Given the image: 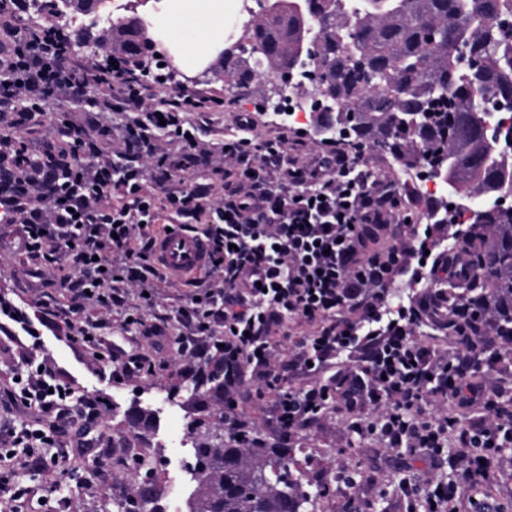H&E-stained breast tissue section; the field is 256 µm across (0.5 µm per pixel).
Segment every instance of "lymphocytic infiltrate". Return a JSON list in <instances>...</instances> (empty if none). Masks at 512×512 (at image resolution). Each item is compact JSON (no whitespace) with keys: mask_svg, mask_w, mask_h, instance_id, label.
Masks as SVG:
<instances>
[{"mask_svg":"<svg viewBox=\"0 0 512 512\" xmlns=\"http://www.w3.org/2000/svg\"><path fill=\"white\" fill-rule=\"evenodd\" d=\"M28 9L29 0H0V222L21 225L27 260L47 262L38 294L58 301L45 306V318L64 319L89 366L113 365L123 380L154 369L142 353L90 335L82 314L89 305L106 313L153 306L169 280L153 258L156 235L199 224L209 258L176 311L180 357L189 376L223 347L225 410H236L252 380L274 395L271 443L308 430L339 403L360 436L432 456L452 443L460 480L489 477L478 451L512 445V421H504L498 395L469 381L467 353L420 340L423 327H447L435 286L459 274L448 256L463 252L462 225H449L433 244V225L410 223L398 193L345 146L309 162L290 155L301 128L262 140L245 113L221 149H206L202 124L223 111L222 99L185 87L162 95L143 82V63L113 53L106 32L100 57L65 63L68 33L21 23ZM60 99L76 112L124 115L120 133L103 124L90 137L82 123L54 118ZM188 112L198 113L197 123L185 121ZM44 127L55 137L37 154L27 137ZM202 163L214 180L183 183L182 173ZM393 218L408 221L407 235L371 250ZM61 263L79 279L56 276ZM399 279L417 290L394 306L389 285ZM305 327L311 335H302ZM291 342L298 350L288 364L300 386L286 385L279 371ZM0 364L12 375L0 389V415H36L30 425H0V499L23 502L28 490L12 478L19 466L50 464L65 480L61 439L73 428L79 451L109 470L110 456L98 448L104 399L77 396L38 344L0 350ZM475 403L487 420L470 425L463 415ZM367 407L376 421L360 418ZM47 447L52 457H44ZM459 482L424 488L409 478L399 489L414 499L413 512H450Z\"/></svg>","mask_w":512,"mask_h":512,"instance_id":"f902f5d3","label":"lymphocytic infiltrate"}]
</instances>
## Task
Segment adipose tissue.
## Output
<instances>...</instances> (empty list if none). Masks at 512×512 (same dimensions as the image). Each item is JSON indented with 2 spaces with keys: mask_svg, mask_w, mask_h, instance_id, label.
<instances>
[{
  "mask_svg": "<svg viewBox=\"0 0 512 512\" xmlns=\"http://www.w3.org/2000/svg\"><path fill=\"white\" fill-rule=\"evenodd\" d=\"M225 0H170V15L174 20L195 25L201 42L199 48H183L178 36H171L165 47L187 70L204 66L216 48L224 44Z\"/></svg>",
  "mask_w": 512,
  "mask_h": 512,
  "instance_id": "obj_1",
  "label": "adipose tissue"
}]
</instances>
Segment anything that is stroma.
<instances>
[{
    "label": "stroma",
    "mask_w": 512,
    "mask_h": 512,
    "mask_svg": "<svg viewBox=\"0 0 512 512\" xmlns=\"http://www.w3.org/2000/svg\"><path fill=\"white\" fill-rule=\"evenodd\" d=\"M197 87L219 96L224 109L212 113L211 129L204 136L205 142H223L234 125L238 113L252 106V98L266 93L269 79L260 80L252 89L251 98L237 96L224 83V72L219 60H212L211 70L196 82ZM364 158L369 168L380 179L398 183L409 206L414 210L418 223L429 221L430 193L414 190L401 182L402 171L391 155L379 148L368 147ZM16 228L0 223V244L5 251L0 254V300L11 302L25 311L32 322L39 323L43 308L31 298L29 290L34 280L29 276V266L21 256L11 252ZM41 352L52 362L60 378L70 383L77 394L98 396L108 402L99 426L104 441L117 436L125 437L129 446L152 456L158 467L154 484L160 498H167L172 486H180L181 497L175 512H188L187 502L196 487L188 471L192 448L187 435V424L192 418L184 401L189 393L183 388L179 375L178 345L173 341L165 348L170 361L167 371L154 375L116 382L110 371H94L87 367L83 350L67 338L66 328L41 326ZM179 393L182 403L175 406L172 417L157 423L148 433L142 434L128 428L124 414L130 405L137 404L151 410L157 396ZM297 449L291 466L292 477L303 490L315 493L313 512H343L348 496H355L368 512H407L408 501L398 491L402 478L418 476L423 482L437 484L456 477L447 460L431 459L408 449H391L378 441L363 438L348 427L347 415L331 410L306 433L292 438ZM73 467L83 474V492L75 499L76 512H110L115 497L123 495L124 482L130 474L120 466L111 472L98 469L86 456L71 453ZM357 468L359 477L353 493H346L337 475L349 468Z\"/></svg>",
    "instance_id": "obj_1"
}]
</instances>
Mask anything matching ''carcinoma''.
<instances>
[{
    "instance_id": "1",
    "label": "carcinoma",
    "mask_w": 512,
    "mask_h": 512,
    "mask_svg": "<svg viewBox=\"0 0 512 512\" xmlns=\"http://www.w3.org/2000/svg\"><path fill=\"white\" fill-rule=\"evenodd\" d=\"M264 14L248 22L241 40L248 53L224 48V77L241 97L260 79L252 61L266 50L265 70H293L301 47L314 43L319 94L335 110L318 113L315 127L329 124L340 140L351 131L356 146L387 151L405 169L428 170L448 186L456 208L469 214L467 238L476 277L450 280L448 328L462 350L488 346L478 325L491 317L494 333L512 332V208L491 203L512 194V127L504 146L491 143L480 120L484 102L512 107V0H268ZM113 45L136 61L151 47L132 28L112 35ZM480 61L472 70L462 55ZM190 400L206 418L188 430L193 456L189 470L200 489L190 512H308L315 496L290 478L294 449L236 442L224 436V348L191 378ZM126 418L148 430L153 417L130 408ZM150 461L132 456L122 466L137 484L123 512L153 506ZM278 467L283 478L270 485Z\"/></svg>"
}]
</instances>
